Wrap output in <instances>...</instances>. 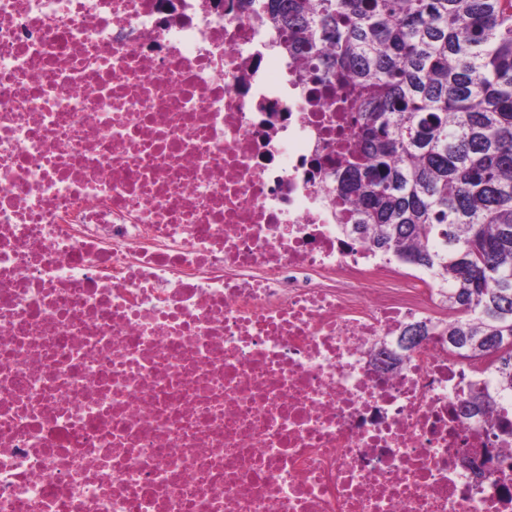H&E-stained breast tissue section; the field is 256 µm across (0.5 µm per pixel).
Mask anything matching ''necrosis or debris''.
<instances>
[{
	"mask_svg": "<svg viewBox=\"0 0 512 512\" xmlns=\"http://www.w3.org/2000/svg\"><path fill=\"white\" fill-rule=\"evenodd\" d=\"M312 79L245 0H0V512H512L488 362L340 233Z\"/></svg>",
	"mask_w": 512,
	"mask_h": 512,
	"instance_id": "4bbe7bcc",
	"label": "necrosis or debris"
}]
</instances>
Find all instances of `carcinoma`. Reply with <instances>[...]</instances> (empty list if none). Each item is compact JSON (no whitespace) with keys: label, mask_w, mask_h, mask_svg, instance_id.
<instances>
[{"label":"carcinoma","mask_w":512,"mask_h":512,"mask_svg":"<svg viewBox=\"0 0 512 512\" xmlns=\"http://www.w3.org/2000/svg\"><path fill=\"white\" fill-rule=\"evenodd\" d=\"M285 48L357 111L332 193L341 232L437 274L459 354L491 358L464 402L512 403V0H262Z\"/></svg>","instance_id":"carcinoma-1"}]
</instances>
